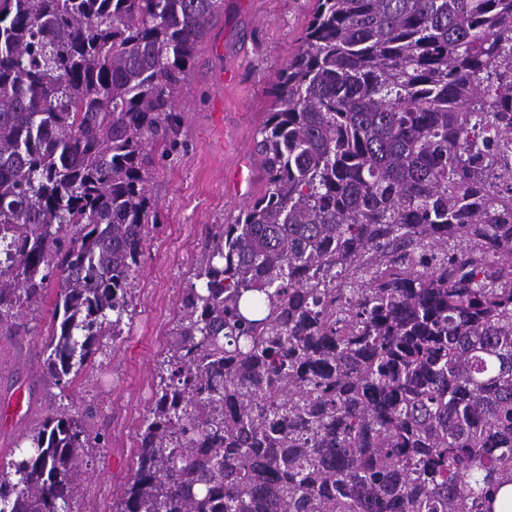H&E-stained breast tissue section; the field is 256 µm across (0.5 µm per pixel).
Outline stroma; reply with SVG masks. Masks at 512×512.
Returning a JSON list of instances; mask_svg holds the SVG:
<instances>
[{
	"mask_svg": "<svg viewBox=\"0 0 512 512\" xmlns=\"http://www.w3.org/2000/svg\"><path fill=\"white\" fill-rule=\"evenodd\" d=\"M313 8V0H224L178 97L182 145L156 156L147 174L154 210L131 285V317L119 339L104 338L94 361L59 388L42 369L55 291L22 310L21 332L0 329V402L21 392L30 405L26 418L0 426V463L21 459L26 431L50 411L93 413L101 441L78 479L73 512H112L132 473L137 432L154 402L155 369L169 347L179 298L202 261L205 231L235 223L249 206L228 190L224 174L239 151L253 152L276 76Z\"/></svg>",
	"mask_w": 512,
	"mask_h": 512,
	"instance_id": "35a3bbf8",
	"label": "stroma"
}]
</instances>
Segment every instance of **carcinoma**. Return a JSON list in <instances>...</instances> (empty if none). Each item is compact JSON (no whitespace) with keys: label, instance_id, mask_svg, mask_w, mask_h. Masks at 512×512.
<instances>
[{"label":"carcinoma","instance_id":"1","mask_svg":"<svg viewBox=\"0 0 512 512\" xmlns=\"http://www.w3.org/2000/svg\"><path fill=\"white\" fill-rule=\"evenodd\" d=\"M213 224L112 512H495L512 486V0H315ZM224 0H0V325L58 288L51 382L117 339L152 152ZM90 416L0 465L68 512Z\"/></svg>","mask_w":512,"mask_h":512}]
</instances>
